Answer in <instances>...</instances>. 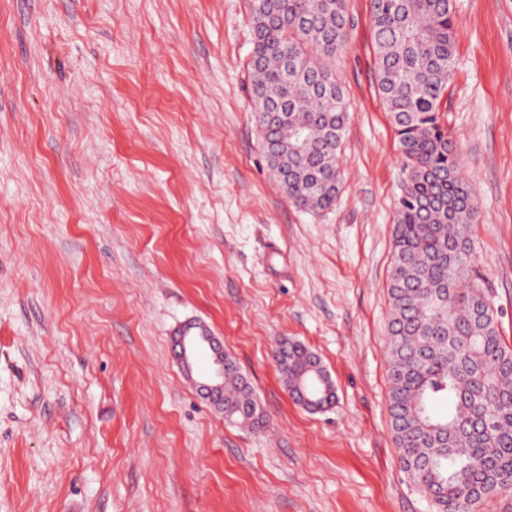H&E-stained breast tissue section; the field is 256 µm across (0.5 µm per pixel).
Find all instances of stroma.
Masks as SVG:
<instances>
[{
	"label": "stroma",
	"instance_id": "35a3bbf8",
	"mask_svg": "<svg viewBox=\"0 0 512 512\" xmlns=\"http://www.w3.org/2000/svg\"><path fill=\"white\" fill-rule=\"evenodd\" d=\"M442 119L512 345V0H454ZM253 0H0V512H432L388 415L402 194L369 0L335 63L351 112L334 207L272 178L250 102ZM262 412L229 422L172 355L185 322ZM336 400L290 395L282 340ZM275 357L288 391L295 401L307 404L313 409H322L332 403L335 397L334 386L324 377L319 360L305 346L296 342L283 341ZM318 376L323 379L330 391L327 399H316L307 394L305 396L307 381Z\"/></svg>",
	"mask_w": 512,
	"mask_h": 512
}]
</instances>
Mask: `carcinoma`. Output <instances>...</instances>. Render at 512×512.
<instances>
[{"mask_svg":"<svg viewBox=\"0 0 512 512\" xmlns=\"http://www.w3.org/2000/svg\"><path fill=\"white\" fill-rule=\"evenodd\" d=\"M377 89L400 145L404 191L393 229L388 294L389 415L401 468L433 512H478L512 490V348L473 277L477 203L441 108L455 60L453 0H371ZM345 0H254L253 116L274 178L291 202L331 208L351 119L332 63L346 44ZM281 105L285 120L267 112ZM293 399L323 376L300 343L276 351ZM448 401V413L431 408ZM224 417L256 424L257 402L233 360L224 371Z\"/></svg>","mask_w":512,"mask_h":512,"instance_id":"1","label":"carcinoma"}]
</instances>
